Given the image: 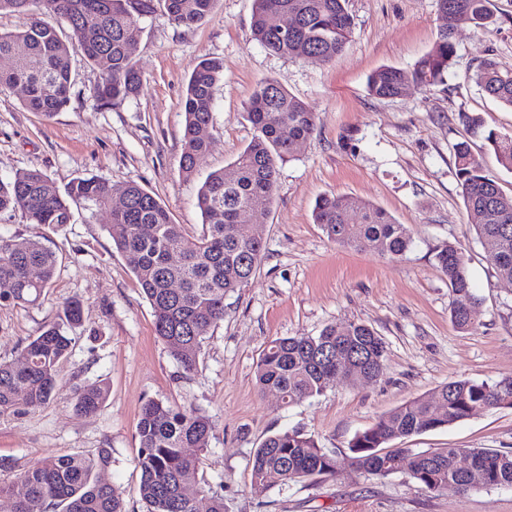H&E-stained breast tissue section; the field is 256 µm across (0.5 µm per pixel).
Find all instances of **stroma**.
I'll use <instances>...</instances> for the list:
<instances>
[{"label": "stroma", "instance_id": "1", "mask_svg": "<svg viewBox=\"0 0 512 512\" xmlns=\"http://www.w3.org/2000/svg\"><path fill=\"white\" fill-rule=\"evenodd\" d=\"M491 8L498 17L491 30L459 27L444 83L412 84L396 98L370 95L368 78L384 66L412 68L433 49L444 23L437 0H347L351 38L333 64L264 50L250 32L252 0H216L205 21L191 28L172 24L159 10L146 19L135 53L143 83L134 97L98 106L93 90L102 71L78 53L71 56L70 102L53 117L27 109L21 88L0 90V179L36 168L60 188L77 177H97L116 190L133 180L194 236L202 230L197 195L204 179L228 168L254 135L246 105L258 83L276 80L316 114L313 136L279 168L272 206L253 219L264 238L261 263L248 285L226 299L224 320L209 330L192 373H183L157 338L153 311L112 244L107 211L91 219L78 207L72 224L47 231L57 274L39 304L0 305V359L17 358L66 300H80L84 325L57 369L63 391L40 408L0 414V457L13 465L0 482L46 456L108 448V477L127 512H146L137 494L136 424L153 398L212 418L202 471L223 494L224 512H512V488L437 495L405 470L377 480L346 459L350 440L379 415L430 397L451 379L492 382L512 374V282L498 277L477 240L454 165L456 143L469 141L512 194V172L499 165L483 132L461 119L477 114L485 130L512 133V109L471 78L489 57L512 65V0H491ZM203 55L223 60L224 79L215 93L210 149L188 178L179 169L183 98L192 65ZM330 193L384 209L407 225L411 249L392 260L329 241L312 210ZM448 243L461 249L481 301L480 321L469 331L451 323L453 296L436 266L437 250ZM350 322L371 325L383 338L380 379L353 386L340 380L290 407L274 392H259L256 364L272 340ZM77 381L107 384L96 413L75 411L68 387ZM288 429L337 452L335 476L254 496L255 448ZM400 445L512 451V408L483 411Z\"/></svg>", "mask_w": 512, "mask_h": 512}]
</instances>
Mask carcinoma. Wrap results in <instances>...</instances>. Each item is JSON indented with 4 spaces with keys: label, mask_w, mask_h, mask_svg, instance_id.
<instances>
[{
    "label": "carcinoma",
    "mask_w": 512,
    "mask_h": 512,
    "mask_svg": "<svg viewBox=\"0 0 512 512\" xmlns=\"http://www.w3.org/2000/svg\"><path fill=\"white\" fill-rule=\"evenodd\" d=\"M216 0H0V13L26 18L23 28L0 33V88L20 86L25 106L46 117L70 101L72 53L102 68L103 81L95 98L103 106L135 96L143 75L133 56L145 18L164 11L177 26L190 28L205 20ZM346 0H253L251 36L276 55L325 63L338 60L349 42L352 19ZM446 23L434 49L410 70L382 67L368 80V91L379 98L400 96L411 84L429 87L444 82L456 57V31L461 25L487 29L496 23L490 0H437ZM63 21L65 34L46 18ZM296 25L285 29L286 22ZM224 78L223 61L202 57L193 66L184 97V132L180 171L195 174L199 159L210 148L215 90ZM472 79L489 96L512 108V65L495 59L482 63ZM255 134L226 170L210 173L198 193L203 231L190 236L172 221L167 208L135 181L122 190L125 203L112 206V186L96 177H77L59 189L40 170L0 179V214H21L38 229H57L72 223V207L106 209L112 243L150 304L156 336L186 373L197 368L204 336L224 320V302L255 275L264 251L263 238H249L237 227L254 209L274 202L279 166L293 157L296 144L316 129L309 106L276 80L265 79L247 105ZM485 140L499 164L512 171V135L490 130ZM456 176L465 207L473 218L477 238L496 274L512 279V194L485 174L466 142L455 145ZM357 208L360 222L352 223ZM318 224L333 243L370 249L391 259L403 256L412 244L406 225L365 201L336 194L320 197L313 210ZM0 236V303L26 307L45 296L58 266L56 254L42 242ZM454 301L450 319L460 330L474 328L480 301L473 294L463 255L451 244L436 254ZM468 308H457L456 298ZM80 301L64 302L58 320L32 337L18 359L0 361V414L41 407L60 391L57 366L76 344L70 331L82 325ZM348 362L336 365V347ZM382 337L362 322L343 327L328 325L316 336H290L270 342L256 365V384L276 392L293 406L321 395L342 374L352 385L361 374L380 378L385 370ZM74 409L80 414L99 410L107 399L100 381L72 386ZM512 408V375L494 382L450 380L431 397L415 398L380 416L357 433L348 445L350 464L369 478H386L398 461L410 458L408 477L429 492L465 494L492 488H512V452L468 448L473 473L456 466L458 448L417 451L388 449L400 438L448 427L479 411ZM215 425L205 413L175 408L149 399L137 424L138 493L147 512H197L196 500L183 494L197 485L207 500V512H224V496L201 481L202 458L187 448L205 449ZM338 455L319 446L313 436L291 429L268 436L255 449L250 490L261 496L277 484L303 482L336 473ZM112 449L91 455H60L40 460L0 483L1 495L16 498L15 512H126L121 491L104 477Z\"/></svg>",
    "instance_id": "obj_1"
}]
</instances>
